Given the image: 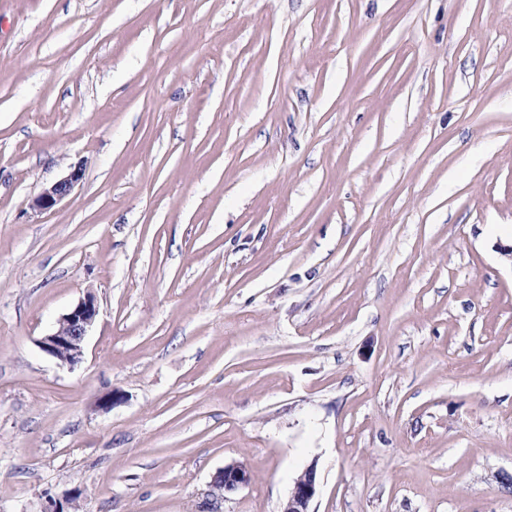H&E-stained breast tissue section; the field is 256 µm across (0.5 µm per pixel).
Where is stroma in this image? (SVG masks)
Listing matches in <instances>:
<instances>
[{
	"label": "stroma",
	"instance_id": "stroma-1",
	"mask_svg": "<svg viewBox=\"0 0 512 512\" xmlns=\"http://www.w3.org/2000/svg\"><path fill=\"white\" fill-rule=\"evenodd\" d=\"M510 233L512 0H0V512H512ZM83 175L84 170L82 165H75L59 180L45 187L42 192L34 198L32 207L39 211L53 209L72 194L75 187L83 179ZM98 313L92 295L85 296L57 321V326L40 340L44 352L70 369L84 357L86 336ZM251 479V472L242 463L225 464L223 470L213 476L211 489L207 494L208 498L201 506L200 512H221L220 504L226 500L228 495L248 485ZM319 492L316 464H310L297 476L280 512H311L310 507Z\"/></svg>",
	"mask_w": 512,
	"mask_h": 512
}]
</instances>
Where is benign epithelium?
<instances>
[{
  "label": "benign epithelium",
  "instance_id": "7a95c632",
  "mask_svg": "<svg viewBox=\"0 0 512 512\" xmlns=\"http://www.w3.org/2000/svg\"><path fill=\"white\" fill-rule=\"evenodd\" d=\"M82 165L77 164L59 180L45 187L34 198L32 207L39 211L53 209L68 198L83 179ZM98 313L97 302L92 295L85 296L57 321V326L40 340L44 352L61 365L74 368L84 357L86 336ZM251 472L239 462L224 465L211 481V489L200 512H220V504L228 495L251 482ZM319 492L316 464L312 463L297 476L281 512H310L311 503Z\"/></svg>",
  "mask_w": 512,
  "mask_h": 512
}]
</instances>
